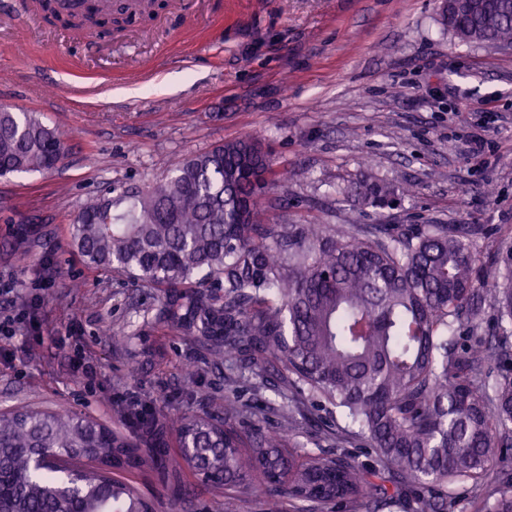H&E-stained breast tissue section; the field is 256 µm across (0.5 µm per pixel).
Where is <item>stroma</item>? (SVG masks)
Listing matches in <instances>:
<instances>
[{
    "label": "stroma",
    "instance_id": "obj_1",
    "mask_svg": "<svg viewBox=\"0 0 512 512\" xmlns=\"http://www.w3.org/2000/svg\"><path fill=\"white\" fill-rule=\"evenodd\" d=\"M176 0L100 37L29 22L0 6V106L34 112L65 155L49 173L0 177V307L34 301L39 345L0 352V410L66 409L124 427L117 398L174 413L223 403V366L162 329L156 289L91 268L69 245L85 200L144 188L171 164L253 135L308 179L266 193L276 224H482L512 263V47L465 44L441 0ZM487 141L477 160L466 139ZM395 200L365 201L369 175ZM92 359L86 381L72 364ZM242 404L263 430L279 399L258 380ZM155 512H263L253 491L226 502L192 475L185 510L152 475Z\"/></svg>",
    "mask_w": 512,
    "mask_h": 512
}]
</instances>
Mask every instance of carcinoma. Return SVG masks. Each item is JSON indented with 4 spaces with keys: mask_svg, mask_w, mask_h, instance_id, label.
<instances>
[{
    "mask_svg": "<svg viewBox=\"0 0 512 512\" xmlns=\"http://www.w3.org/2000/svg\"><path fill=\"white\" fill-rule=\"evenodd\" d=\"M43 9L102 34L132 21L93 0ZM440 20L466 43L512 46V0ZM62 156L37 113L0 107V177L48 173ZM283 179L261 140L227 141L141 192L88 200L70 240L88 267L160 289L157 322L205 342L237 378L269 371L286 390L280 430H239L247 409L231 388L222 412L118 406L128 432L40 407L0 411V512H144L120 475L157 471L178 491L185 466L224 474L215 488L230 501L260 472L266 512H357L371 491L385 507L455 512L458 485L485 512H512V269L488 270L489 231L270 224L260 200ZM360 189L374 202L393 194L383 179ZM315 405L345 420L323 441L365 440L381 469L325 451L296 462L291 440Z\"/></svg>",
    "mask_w": 512,
    "mask_h": 512,
    "instance_id": "cac0c4a2",
    "label": "carcinoma"
}]
</instances>
